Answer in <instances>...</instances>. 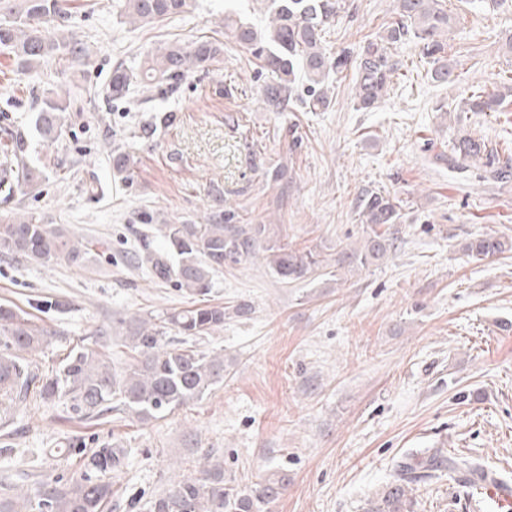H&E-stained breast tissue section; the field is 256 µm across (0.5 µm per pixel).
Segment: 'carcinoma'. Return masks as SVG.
Returning <instances> with one entry per match:
<instances>
[{"label":"carcinoma","instance_id":"carcinoma-1","mask_svg":"<svg viewBox=\"0 0 512 512\" xmlns=\"http://www.w3.org/2000/svg\"><path fill=\"white\" fill-rule=\"evenodd\" d=\"M64 0H26L24 9L9 7L0 14V50L13 55L22 70L32 72L64 58L86 59L90 49L65 35L68 21ZM121 13L134 25H148L185 12L189 0H119ZM268 13L266 32L238 23L224 15V34L251 51L270 76L264 88L268 102L280 104L295 93L298 75L308 83L304 103L312 111L329 106L325 83L330 75L355 64L356 109L371 112L387 91L400 62L393 50L409 42L420 50L430 65L436 83L455 80L448 64V36L452 18L442 0H398L399 18L383 34L368 40L357 57L343 51L336 57L323 48V35L337 15L340 0H264ZM222 48L201 42L188 49L169 45L145 58L137 69L118 66L108 83L109 96L122 98L133 85L151 86L166 81L176 86L193 67L214 61ZM512 99V84L486 91H472L456 112H500ZM74 101L71 91H51L41 100L36 127L41 136L58 140L66 126V112ZM486 145L470 135L456 140L448 164L478 160ZM134 155L115 151L112 168L120 175L135 166ZM361 223L368 225L362 245L336 251V269H363L382 261L391 250L390 239L375 226L396 224L402 217L401 201L383 192H371L358 200ZM231 213L224 223L162 224L159 232L169 253L147 252L141 258L150 275L160 281H174L196 296L209 291L211 276L259 255L265 257L272 273L286 284L297 283L319 272L327 259L317 251L299 252L279 243L269 224H233ZM97 246L70 235L59 224H42L32 214L0 224V255L24 256L37 264L53 266L62 262L82 264ZM467 256L485 260L512 250V241L481 236L463 247ZM249 305H203L157 315L149 319L131 316L118 319L132 355L121 371L94 348L71 350L60 362L59 372L42 373L28 355L48 343L50 333L29 319V313L0 305V413L15 401L33 395L43 401L56 398L69 403L72 418L82 421L112 410V401L140 422L156 421L167 413L203 398L224 381V356L205 353L186 345V339L205 336L224 326L232 317H242ZM182 336L166 340L169 332ZM427 457L409 454L395 467L381 496L370 512H408L412 488L432 474L446 470L482 478L485 469L467 457H449L440 448L426 451ZM51 457L58 473L35 482V488L15 492L10 477L0 480V512H112V482L108 476L124 466L125 450L110 443L88 446L74 436L66 447L54 449ZM82 462L78 475L64 478L72 460ZM288 477L275 474L251 488L224 479V463L207 460L199 475L175 480L149 501V512H261L276 500Z\"/></svg>","mask_w":512,"mask_h":512}]
</instances>
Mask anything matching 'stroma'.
I'll return each instance as SVG.
<instances>
[{"label": "stroma", "mask_w": 512, "mask_h": 512, "mask_svg": "<svg viewBox=\"0 0 512 512\" xmlns=\"http://www.w3.org/2000/svg\"><path fill=\"white\" fill-rule=\"evenodd\" d=\"M445 5L457 33L448 43L455 81L432 82L418 49L404 45L401 73L373 112L355 110L350 69L331 77L324 110L294 98L270 106L260 61L224 34V0H191L185 13L141 27L125 22L117 0H69L68 31L89 46V60L24 74L0 52V161L22 133L28 162L45 174L33 191L0 193V222L30 213L111 245L81 266L0 256V305L53 333L34 357L42 371L92 346L118 317L192 305L176 283L128 260L135 249L166 251L154 225L210 224L229 211L238 224L272 225L292 249L330 255L366 235L362 190L403 202L400 222L378 227L395 242L380 265L290 285L260 256L215 272L208 301L252 311L195 340L227 367L223 385L202 399L148 423L116 411L69 422L61 402L15 403L18 451L0 460V477L43 470L51 449L81 435L126 450L112 476L116 512L197 476L208 452L243 487L287 473L264 512H366L396 462L428 448L469 456L512 482V252L476 261L463 251L474 237L512 238V182L482 163L457 170L446 161L463 133L512 155V106L464 118L453 111L472 88L512 77V0ZM396 16V0H341L323 45L359 52ZM203 40L223 51L188 72L177 93L134 87L125 99L108 97L116 66ZM65 87L78 89V101L63 137L50 142L34 127L38 99ZM440 102L447 111H435ZM161 112L174 121L142 135V122ZM117 148L137 158L130 177L111 170ZM471 493L443 472L415 485L412 512H468Z\"/></svg>", "instance_id": "35a3bbf8"}]
</instances>
